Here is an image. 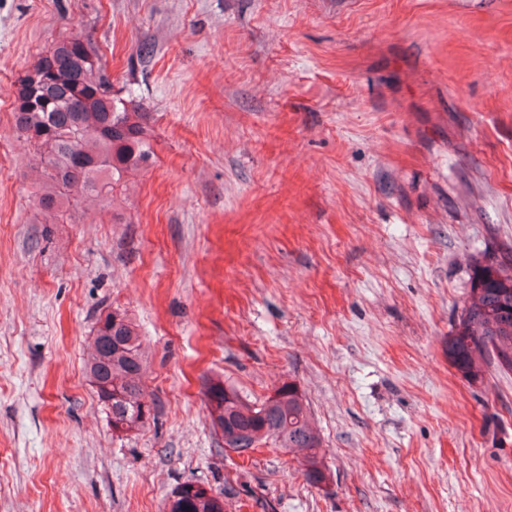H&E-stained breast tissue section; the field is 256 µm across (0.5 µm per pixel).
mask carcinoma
<instances>
[{
	"label": "carcinoma",
	"mask_w": 512,
	"mask_h": 512,
	"mask_svg": "<svg viewBox=\"0 0 512 512\" xmlns=\"http://www.w3.org/2000/svg\"><path fill=\"white\" fill-rule=\"evenodd\" d=\"M68 40L55 42L20 77L14 108L17 130L45 169L38 203L48 212L70 207L78 188L104 197L110 183L153 155L149 113L138 111L133 99L112 94L98 58L78 64L84 49ZM102 173L110 181H100ZM448 359L474 383L484 382L487 367L512 373V246L473 263L468 296L448 336ZM142 363L141 343L127 317L116 310L100 314L88 374L115 433L146 425ZM203 391L211 429L222 435L224 447L247 458L262 446L298 449L304 452L306 480L314 486L329 482L323 442L296 383H282L259 402L243 398L219 377L204 379ZM171 495V512H224V501L204 490L192 493L179 485Z\"/></svg>",
	"instance_id": "cac0c4a2"
}]
</instances>
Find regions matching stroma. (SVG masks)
<instances>
[{
  "label": "stroma",
  "mask_w": 512,
  "mask_h": 512,
  "mask_svg": "<svg viewBox=\"0 0 512 512\" xmlns=\"http://www.w3.org/2000/svg\"><path fill=\"white\" fill-rule=\"evenodd\" d=\"M81 33L154 159L57 218L17 79ZM512 244V0H0V512H512V374L448 359L472 262ZM126 312L157 420L85 373ZM295 382L331 473L222 451L202 383ZM183 486L181 484L172 490L168 499L171 496L179 497L175 498L169 512H224V501L212 494L211 490L209 495H206L205 489L191 493L189 489L182 491Z\"/></svg>",
  "instance_id": "obj_1"
}]
</instances>
